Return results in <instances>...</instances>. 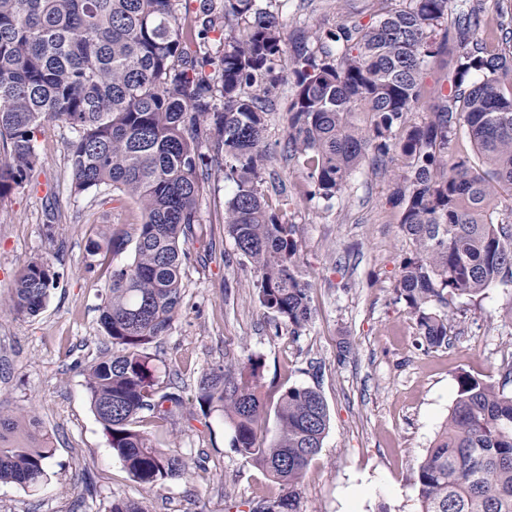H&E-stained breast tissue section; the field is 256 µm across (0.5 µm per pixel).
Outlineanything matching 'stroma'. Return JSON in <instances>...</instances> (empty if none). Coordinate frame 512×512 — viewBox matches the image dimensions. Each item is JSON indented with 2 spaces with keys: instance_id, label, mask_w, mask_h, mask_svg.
<instances>
[{
  "instance_id": "obj_1",
  "label": "stroma",
  "mask_w": 512,
  "mask_h": 512,
  "mask_svg": "<svg viewBox=\"0 0 512 512\" xmlns=\"http://www.w3.org/2000/svg\"><path fill=\"white\" fill-rule=\"evenodd\" d=\"M380 7L379 0H287L285 36L293 43L318 28L365 24ZM293 91L286 80L271 94L263 189L297 227L314 319L295 336L259 306L255 278L224 230L235 185L211 170L198 200L201 228L187 244L183 308L151 349L159 387L180 394L194 416L146 429L156 447L181 454L189 471L149 491L113 455L83 372L104 339L99 307L109 284L108 273L86 271L87 246L110 228L125 241L111 254L112 267L130 263L141 211L108 186L72 193L66 145L74 131L62 122L44 125L36 170L0 198V303L30 258L42 257L55 282L38 316L0 311V402L35 416L56 452L37 490L0 484V512H106L116 494L148 500L152 512H250L286 495L234 451L222 412L196 410L203 372L251 355L265 362L259 436L275 431L277 399L287 387L317 389L328 406L322 449L296 489L297 512H418L417 471L448 420L459 376L495 384L512 360V290L492 287L450 301L456 323L447 345L419 346L417 325L394 290L411 253L400 209L390 202L402 160L380 168L363 162L339 198L309 200L288 156L283 103Z\"/></svg>"
}]
</instances>
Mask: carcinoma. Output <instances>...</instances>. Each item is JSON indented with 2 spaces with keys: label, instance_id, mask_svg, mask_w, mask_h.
Listing matches in <instances>:
<instances>
[{
  "label": "carcinoma",
  "instance_id": "cac0c4a2",
  "mask_svg": "<svg viewBox=\"0 0 512 512\" xmlns=\"http://www.w3.org/2000/svg\"><path fill=\"white\" fill-rule=\"evenodd\" d=\"M179 0H0V197L39 163L35 135L62 121L71 190L110 185L135 201L142 223L133 261L112 270L100 307L106 343L85 368L90 405L112 453L145 489L186 472L184 457L157 448L144 413L165 421L181 406L157 395L148 346L164 337L182 308L183 245L197 232V204L212 166L236 191L224 224L255 275L261 307L298 335L313 319L311 282L300 271L296 225L264 198L269 161L264 141L271 89L287 74L290 157L309 199L330 202L367 159L390 152L405 160L391 202L412 246L395 287L418 327L420 345H448L452 298L512 288V28H492L472 8L452 54L450 94L427 122L416 112L421 74L445 51L438 29L451 0H383L368 24L353 21L317 47H288L275 0H221L187 19ZM215 37H210V34ZM367 122L355 119L357 111ZM466 129L476 160L448 149ZM212 142L205 158L202 140ZM124 240L105 231L89 242L92 257L117 253ZM54 274L28 260L12 285L10 310L34 316ZM264 362L211 368L199 383L200 409L218 410L233 430L231 447L288 487V495L253 512H296L293 488L321 451L329 424L323 396L290 387L276 404L267 443L256 429L265 414L259 388ZM512 361L500 384L459 376L448 421L419 466L420 512H512ZM55 448L24 412L0 406V483L40 487ZM108 512H147L142 501L115 496Z\"/></svg>",
  "mask_w": 512,
  "mask_h": 512
}]
</instances>
